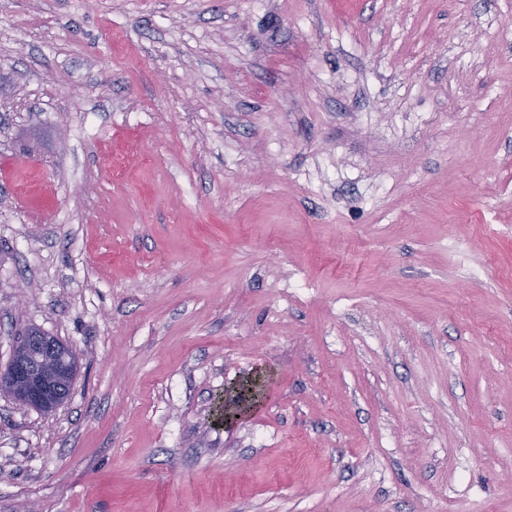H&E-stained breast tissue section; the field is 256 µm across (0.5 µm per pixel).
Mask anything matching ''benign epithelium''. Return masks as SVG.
<instances>
[{
	"mask_svg": "<svg viewBox=\"0 0 512 512\" xmlns=\"http://www.w3.org/2000/svg\"><path fill=\"white\" fill-rule=\"evenodd\" d=\"M69 376V356L45 336L31 335L17 349L8 369L0 373V391L11 393L28 406L49 402L56 388ZM264 383L250 379L240 384L235 402L224 404V419L228 420L263 401Z\"/></svg>",
	"mask_w": 512,
	"mask_h": 512,
	"instance_id": "benign-epithelium-1",
	"label": "benign epithelium"
}]
</instances>
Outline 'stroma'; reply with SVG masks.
I'll list each match as a JSON object with an SVG mask.
<instances>
[{
  "label": "stroma",
  "instance_id": "1",
  "mask_svg": "<svg viewBox=\"0 0 512 512\" xmlns=\"http://www.w3.org/2000/svg\"><path fill=\"white\" fill-rule=\"evenodd\" d=\"M30 327L0 512H512V0H0ZM16 352V351H15ZM69 376V356L45 336L31 335L0 373V391L28 406L49 402ZM254 385V386H253ZM249 386V387H248ZM264 383L260 379H250L237 388L235 402L224 403V419H232L251 408H257L263 401ZM235 410V411H234Z\"/></svg>",
  "mask_w": 512,
  "mask_h": 512
}]
</instances>
